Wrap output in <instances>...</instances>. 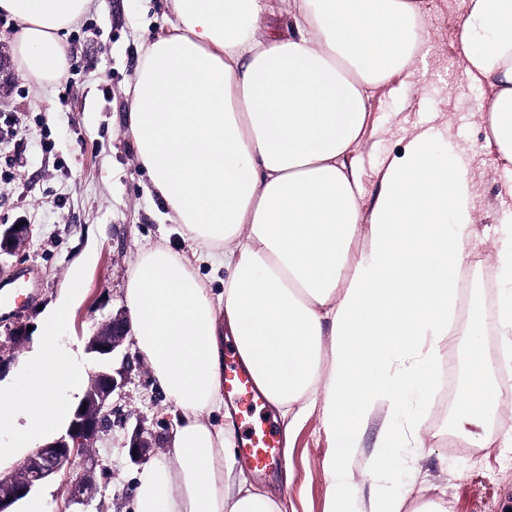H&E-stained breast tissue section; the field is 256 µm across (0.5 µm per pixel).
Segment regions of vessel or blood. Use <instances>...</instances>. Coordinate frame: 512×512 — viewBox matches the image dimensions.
<instances>
[{
    "label": "vessel or blood",
    "instance_id": "1",
    "mask_svg": "<svg viewBox=\"0 0 512 512\" xmlns=\"http://www.w3.org/2000/svg\"><path fill=\"white\" fill-rule=\"evenodd\" d=\"M223 390L239 405L244 461L259 471L280 469L284 460L279 436L265 417L268 404L250 373L241 366L237 354H230L224 363Z\"/></svg>",
    "mask_w": 512,
    "mask_h": 512
}]
</instances>
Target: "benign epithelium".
I'll return each instance as SVG.
<instances>
[{
  "mask_svg": "<svg viewBox=\"0 0 512 512\" xmlns=\"http://www.w3.org/2000/svg\"><path fill=\"white\" fill-rule=\"evenodd\" d=\"M28 224H10L0 227V254L18 249L30 236ZM130 333L129 323L123 314L112 317L89 343V349L99 355L114 353ZM124 385L122 371H98L91 376L89 387L67 433L52 442L37 448L24 461L21 468L9 474L0 473V512H14L15 505L49 477L69 469L76 459L83 462V472L68 481L64 487L67 507L87 505L91 502L96 484L93 472L96 461L88 448L92 447L104 429L105 420L112 412V398ZM131 461L144 459L152 442L144 430H133L126 442Z\"/></svg>",
  "mask_w": 512,
  "mask_h": 512,
  "instance_id": "1",
  "label": "benign epithelium"
}]
</instances>
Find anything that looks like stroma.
Masks as SVG:
<instances>
[{
	"label": "stroma",
	"mask_w": 512,
	"mask_h": 512,
	"mask_svg": "<svg viewBox=\"0 0 512 512\" xmlns=\"http://www.w3.org/2000/svg\"><path fill=\"white\" fill-rule=\"evenodd\" d=\"M94 7L66 38L67 78L36 87L15 62L18 24L0 15V225L25 219L28 243L0 257V291L23 286V302L0 311V379L18 381L22 357L32 346V327L52 308L73 272L86 288L79 303L58 320L63 347L79 345L92 371L124 370L125 384L112 402L111 427L93 449L96 493L88 512H133L141 463L132 462L124 441L142 427L154 443L147 462L158 460L175 428L173 405L126 339L113 357L89 350V341L112 315L126 312L125 289L142 249L156 245L177 253L193 243L170 220L136 159L128 134L131 89L146 47L167 34L166 0H93ZM470 0H421L422 35L414 69L373 89L368 116L347 165L365 189L364 213H371L390 161L422 131L436 133L435 148L459 154L475 187L474 235L482 266L464 263L459 283L472 304L512 288L493 259L501 224L512 217V195L499 177V156L488 147L483 105L492 96L484 83L464 74L458 35ZM51 150H43V143ZM457 402L439 408L407 402L404 412L420 416L424 445L399 449L386 468H372L371 454L382 416L366 427L351 463L352 509L364 512L373 488L414 504L438 496L451 512H512V447H498L500 422L490 421L486 438L494 449L451 448ZM286 459L283 470L257 472L236 461L235 477L260 489L287 484L286 512H326L329 442L319 412L302 417L293 429L277 422ZM145 461V462H146Z\"/></svg>",
	"instance_id": "stroma-1"
}]
</instances>
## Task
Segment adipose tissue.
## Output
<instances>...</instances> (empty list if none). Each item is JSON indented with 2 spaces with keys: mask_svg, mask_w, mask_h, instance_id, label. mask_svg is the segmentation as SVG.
<instances>
[{
  "mask_svg": "<svg viewBox=\"0 0 512 512\" xmlns=\"http://www.w3.org/2000/svg\"><path fill=\"white\" fill-rule=\"evenodd\" d=\"M166 37L147 48L132 87L130 135L141 166L194 257L143 250L126 300L136 348L180 418L170 448L140 475L136 512H282L276 491H231L233 414L221 388L224 340L272 410L289 422L321 407L331 443L327 512H349L346 477L376 410L375 465L422 447L399 425L406 391L427 401L458 315L457 269L476 222L461 157L417 136L390 163L371 216L346 158L371 89L416 63L418 0H293L291 32L265 29L277 0H171ZM91 0H0L19 24L15 51L37 85L63 81L65 35ZM465 71L490 80L483 107L512 195V0H471L459 32ZM367 243L351 247L359 232ZM223 270L214 290L194 259ZM58 315L38 328L19 384L0 383V461L66 428L88 363L62 348ZM332 361L322 365L323 346ZM470 384L454 422L470 446L512 387L488 380L472 343Z\"/></svg>",
  "mask_w": 512,
  "mask_h": 512,
  "instance_id": "1",
  "label": "adipose tissue"
}]
</instances>
